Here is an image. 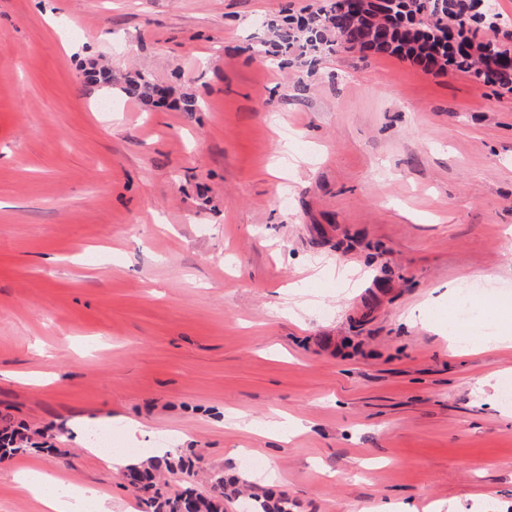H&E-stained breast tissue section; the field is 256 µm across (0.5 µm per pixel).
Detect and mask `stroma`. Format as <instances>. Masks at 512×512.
<instances>
[{"mask_svg":"<svg viewBox=\"0 0 512 512\" xmlns=\"http://www.w3.org/2000/svg\"><path fill=\"white\" fill-rule=\"evenodd\" d=\"M328 2L0 0V422L55 446L0 460V512H40L25 467L142 512L82 423L291 512H512V402L474 387L512 379V347L452 356L438 328L449 285L512 298V92L265 56L267 18ZM137 71L165 103L123 92Z\"/></svg>","mask_w":512,"mask_h":512,"instance_id":"obj_1","label":"stroma"}]
</instances>
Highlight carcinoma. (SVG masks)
Returning <instances> with one entry per match:
<instances>
[{
  "instance_id": "obj_1",
  "label": "carcinoma",
  "mask_w": 512,
  "mask_h": 512,
  "mask_svg": "<svg viewBox=\"0 0 512 512\" xmlns=\"http://www.w3.org/2000/svg\"><path fill=\"white\" fill-rule=\"evenodd\" d=\"M392 14L381 17L377 23L389 31V39L379 44L375 52L419 58L421 44L441 48V63L445 67L467 74L475 82L512 92V68L488 71L484 68L489 56L512 54V32L490 38L480 35L483 29H493L498 15L471 14L470 0H386ZM343 0H334L327 7L301 17L270 18L265 26L272 38L263 41L264 53L283 65L297 64L313 72L323 57L343 47L352 49L362 36L364 21H354L342 14ZM124 93L148 100L153 85L142 72L127 76ZM48 441L27 438L14 445H0L1 456H14L31 451H48ZM193 460L181 457L165 460L150 467H131L138 473L132 483L139 500L152 512H183L185 503L195 501L196 512H224V500L236 494L237 488L222 476L211 480L209 491L202 495L191 486ZM180 472L183 479L178 489L165 491L167 482L160 480L162 472ZM251 512H288V495L256 497Z\"/></svg>"
}]
</instances>
